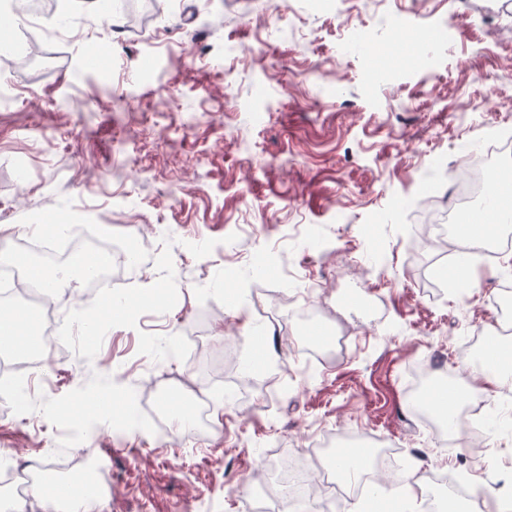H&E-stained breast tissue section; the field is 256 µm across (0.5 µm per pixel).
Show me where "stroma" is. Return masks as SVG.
I'll use <instances>...</instances> for the list:
<instances>
[{
  "label": "stroma",
  "mask_w": 512,
  "mask_h": 512,
  "mask_svg": "<svg viewBox=\"0 0 512 512\" xmlns=\"http://www.w3.org/2000/svg\"><path fill=\"white\" fill-rule=\"evenodd\" d=\"M123 3L0 11V86L18 89L0 101L14 260L36 261L38 237L68 250L91 224L100 245L139 255L113 296H161L90 339L96 301L77 282L52 290L72 344L38 353V427L0 400V453L98 456L112 486L95 512H196L214 497L244 512L267 453L289 442L317 469L326 431L427 454L434 470L479 443L488 463L473 475L512 472V405L445 456L406 392L429 346L451 384L473 385L464 344L498 319L501 264L456 271L421 234L448 206L455 161L512 122V0H158L132 26ZM446 15L442 41L414 25ZM266 253L265 275L254 258ZM319 324L348 344L308 379L301 341ZM165 385L219 394L210 433L185 437L193 453L162 433H112ZM104 393L124 410L74 439L73 402Z\"/></svg>",
  "instance_id": "stroma-1"
}]
</instances>
